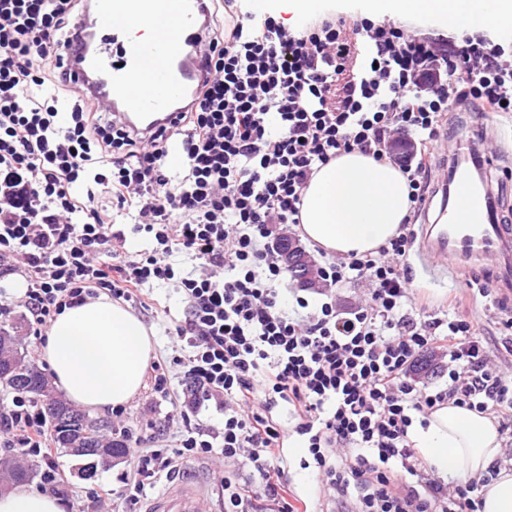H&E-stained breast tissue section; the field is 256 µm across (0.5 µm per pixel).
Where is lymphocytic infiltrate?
Here are the masks:
<instances>
[{
    "instance_id": "1",
    "label": "lymphocytic infiltrate",
    "mask_w": 512,
    "mask_h": 512,
    "mask_svg": "<svg viewBox=\"0 0 512 512\" xmlns=\"http://www.w3.org/2000/svg\"><path fill=\"white\" fill-rule=\"evenodd\" d=\"M81 0H0V280L17 274L16 302L45 343L56 314L107 295L137 309L151 285L175 284V327L188 401L174 454L141 447L115 409L133 460L122 482L139 501L146 479L175 459L247 464L226 475L224 512H478L477 482L431 477L412 442L417 417L447 402L512 428V374L500 372L459 306L447 318L415 314L408 257L429 191L430 161L447 138L450 106L512 112V65L478 34L428 42L390 22L332 15L291 29L222 0L202 56L207 77L178 120L133 137L76 93L64 49ZM183 164L171 180L170 142ZM398 165L410 212L377 255L325 259L324 282L368 291L348 313L335 300H286V270L269 227L300 222L314 173L352 150ZM103 186L110 209L136 208L129 230L79 185ZM150 249L129 254L128 234ZM189 255L198 270L174 266ZM424 352L448 354V382L408 376ZM216 408L221 427L203 429ZM285 408L289 423L276 414ZM43 414L27 395L0 405V446L59 481ZM306 450L318 501L285 479L290 445Z\"/></svg>"
}]
</instances>
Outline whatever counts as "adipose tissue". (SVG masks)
<instances>
[{
    "mask_svg": "<svg viewBox=\"0 0 512 512\" xmlns=\"http://www.w3.org/2000/svg\"><path fill=\"white\" fill-rule=\"evenodd\" d=\"M375 19H423L443 31L467 16L493 34H512V0H360ZM400 170L354 150L314 174L302 194L300 229L311 243L346 257L373 254L397 235L409 208ZM42 358L54 382L77 405L107 411L132 401L144 384L154 345L141 320L107 296L87 299L51 321ZM420 455L441 475L480 482V512H512V468L502 464L497 422L446 403L416 428ZM496 477H489V469Z\"/></svg>",
    "mask_w": 512,
    "mask_h": 512,
    "instance_id": "adipose-tissue-1",
    "label": "adipose tissue"
}]
</instances>
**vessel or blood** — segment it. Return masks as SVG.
<instances>
[{
	"instance_id": "obj_1",
	"label": "vessel or blood",
	"mask_w": 512,
	"mask_h": 512,
	"mask_svg": "<svg viewBox=\"0 0 512 512\" xmlns=\"http://www.w3.org/2000/svg\"><path fill=\"white\" fill-rule=\"evenodd\" d=\"M142 16L154 36L129 37L126 22ZM208 0H88L70 32L65 53L75 90L98 99L128 130L147 135L175 117L206 77L200 57L207 48ZM439 181V207L424 219L417 257L433 278L485 266L496 297L512 306V226L485 179L476 142L458 136ZM143 512H217L204 481H169Z\"/></svg>"
}]
</instances>
